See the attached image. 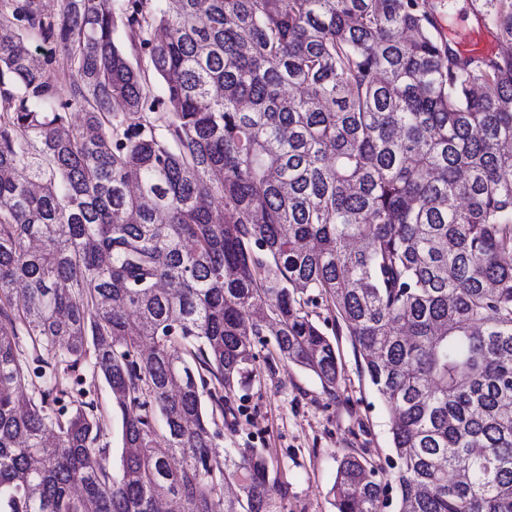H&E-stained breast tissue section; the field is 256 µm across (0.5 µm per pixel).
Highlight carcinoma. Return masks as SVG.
I'll use <instances>...</instances> for the list:
<instances>
[{
  "instance_id": "1",
  "label": "carcinoma",
  "mask_w": 512,
  "mask_h": 512,
  "mask_svg": "<svg viewBox=\"0 0 512 512\" xmlns=\"http://www.w3.org/2000/svg\"><path fill=\"white\" fill-rule=\"evenodd\" d=\"M435 31L428 0H0V512H272L224 406L270 344L336 394L318 299L393 414L394 473L344 454L336 512H512V51Z\"/></svg>"
}]
</instances>
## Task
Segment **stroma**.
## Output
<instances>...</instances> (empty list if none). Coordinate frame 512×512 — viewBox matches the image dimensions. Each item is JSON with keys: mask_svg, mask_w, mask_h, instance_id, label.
<instances>
[{"mask_svg": "<svg viewBox=\"0 0 512 512\" xmlns=\"http://www.w3.org/2000/svg\"><path fill=\"white\" fill-rule=\"evenodd\" d=\"M438 26L464 38L493 25L475 0H432ZM313 318L335 336L341 378L335 395L293 365H268L259 350L255 378L231 395L234 418L224 425L219 448H264L272 457L286 495L276 512H336L329 490L341 456L364 453L389 468L391 415L361 368L358 354L342 327L324 306H310Z\"/></svg>", "mask_w": 512, "mask_h": 512, "instance_id": "obj_1", "label": "stroma"}]
</instances>
